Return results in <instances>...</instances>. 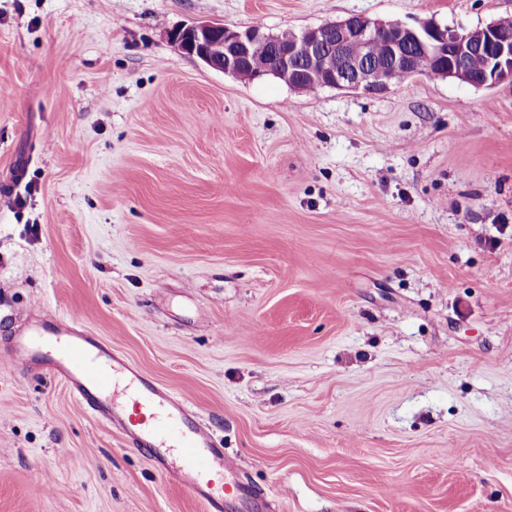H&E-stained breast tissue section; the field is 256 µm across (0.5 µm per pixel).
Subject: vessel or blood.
Listing matches in <instances>:
<instances>
[{"label":"vessel or blood","mask_w":512,"mask_h":512,"mask_svg":"<svg viewBox=\"0 0 512 512\" xmlns=\"http://www.w3.org/2000/svg\"><path fill=\"white\" fill-rule=\"evenodd\" d=\"M0 363L32 366L64 382L77 414H93L146 449L155 469L177 480L205 512H224L233 498L245 512L263 503L238 478L189 398L144 377L100 339L51 319H40L0 348Z\"/></svg>","instance_id":"obj_1"}]
</instances>
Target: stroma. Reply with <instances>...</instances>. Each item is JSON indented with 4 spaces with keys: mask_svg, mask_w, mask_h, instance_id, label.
Instances as JSON below:
<instances>
[{
    "mask_svg": "<svg viewBox=\"0 0 512 512\" xmlns=\"http://www.w3.org/2000/svg\"><path fill=\"white\" fill-rule=\"evenodd\" d=\"M359 14L512 0H0V338L43 309L186 393L265 512H512V83L309 93L169 38ZM0 512L204 506L6 367Z\"/></svg>",
    "mask_w": 512,
    "mask_h": 512,
    "instance_id": "35a3bbf8",
    "label": "stroma"
}]
</instances>
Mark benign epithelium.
<instances>
[{"mask_svg": "<svg viewBox=\"0 0 512 512\" xmlns=\"http://www.w3.org/2000/svg\"><path fill=\"white\" fill-rule=\"evenodd\" d=\"M171 39L179 50L214 70L244 80L272 74L303 91L313 81L322 87L376 93L392 84L398 73L419 74L425 57L436 61L443 77L469 85L483 88L512 81V34L495 22L461 32L432 19L411 26L352 16L286 36L266 34L259 27L240 31L220 22H201L176 29ZM377 42L385 45L384 53H352L358 43ZM473 54L486 58L478 75L467 66ZM258 58L267 65L255 67Z\"/></svg>", "mask_w": 512, "mask_h": 512, "instance_id": "1", "label": "benign epithelium"}]
</instances>
